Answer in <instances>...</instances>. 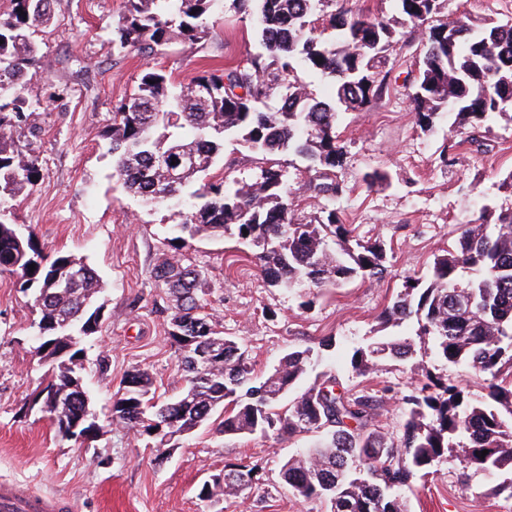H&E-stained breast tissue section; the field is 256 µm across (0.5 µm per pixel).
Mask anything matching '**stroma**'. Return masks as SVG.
I'll return each mask as SVG.
<instances>
[{
	"label": "stroma",
	"mask_w": 512,
	"mask_h": 512,
	"mask_svg": "<svg viewBox=\"0 0 512 512\" xmlns=\"http://www.w3.org/2000/svg\"><path fill=\"white\" fill-rule=\"evenodd\" d=\"M124 6V0H55L53 24L38 36L37 75L28 87L43 104L35 115L41 133L33 143L42 178L22 192L15 210L16 224L32 232L46 254L84 260L102 281L103 316L85 344L83 370L100 431L85 445L63 439L36 401L47 369L34 351L37 315L31 297L16 291L12 277L0 276V482L68 498L74 512H327L322 501L295 497L280 478L283 461L309 448L313 434L234 439L208 422L157 467L151 440L111 420L112 396L132 369L149 372L159 395L176 396L182 386L181 355L168 335L169 297L153 276L154 267L174 253L170 240L181 208H145L124 191L104 136L112 108L134 92L146 68L186 83L239 63L258 45L255 15L227 5L213 13L207 40H177L159 54L119 60L112 29ZM443 13L481 26L512 20V0H444ZM421 38V27L406 25L381 69L385 93L364 111L341 118L337 132L347 154L336 175L342 195L332 199L309 190L313 173L306 162L291 154L279 158L299 215L333 210L357 234L390 245L383 280H348L305 309L308 284L268 286L250 249L234 236L203 232L183 251L203 276L202 302L215 330L246 346L258 374L272 370L288 350L332 339L321 370L335 372L346 389L384 392L374 424L394 438L407 418L403 397L425 373L475 397L483 393L482 382L473 370L438 361L427 347L418 348L414 361H382L359 376L349 364L354 349L380 336L379 317L405 278L427 277L434 257L454 247L461 225L474 223L485 208L512 207V189L503 184L512 173V121L493 124L479 150L466 143V128L444 120L428 132L418 126L409 94ZM259 165V154L228 140L207 178L248 181ZM376 170L387 173V184L369 183ZM240 461L259 466L250 488L216 504L199 498L204 481ZM501 480V474L452 456L412 479L400 496L406 512H512V500L489 493Z\"/></svg>",
	"instance_id": "35a3bbf8"
}]
</instances>
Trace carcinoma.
Returning <instances> with one entry per match:
<instances>
[{"instance_id":"1","label":"carcinoma","mask_w":512,"mask_h":512,"mask_svg":"<svg viewBox=\"0 0 512 512\" xmlns=\"http://www.w3.org/2000/svg\"><path fill=\"white\" fill-rule=\"evenodd\" d=\"M0 12V274L31 294L40 318L36 353L57 365V380L40 397L58 433L62 420L89 411L83 379L84 343L96 332L102 306L100 279L70 255L49 256L14 220V201L41 175L32 140L41 128L31 116L40 100L28 97L30 71L40 51L34 34L53 18L54 0H7ZM220 0H126L112 30L118 52L151 55L171 40L191 43L209 34L208 18ZM330 0H232L239 12L257 10L260 49L244 62L177 83L147 68L137 91L118 101L105 131L112 142L113 168L123 187L146 205L189 197L175 225L178 248L201 231L236 236L252 250L265 282L288 288L299 280L321 291L360 277L388 273V248L340 223L336 211L309 219L295 216L285 170L265 163L249 182L224 180L202 190L187 189L206 173L224 141L233 139L264 154H293L315 172L309 188L331 197L342 193L336 168L346 151L336 134L339 115L362 110L386 89L376 68L399 42L398 28H424L419 73L411 101L417 124L434 127L446 116L470 127L466 142L481 148L497 118L512 112V22L471 27L464 19H441L443 0H394L396 17L321 14ZM335 39L321 37L327 29ZM327 80L333 93L319 97L312 82ZM279 95L280 107L269 100ZM183 163L172 170L161 160ZM248 234H243V231ZM35 265L30 270L29 265ZM155 279L171 297L168 335L182 353L180 393L155 398L148 372L127 373L124 391L112 400V423L155 441L157 465L170 441L152 433L164 423L185 435L219 409L218 432L231 437L282 438L315 433L307 454L281 465L282 481L304 499L317 498L328 512H405L397 491L419 473L428 474L456 451L465 465L509 477L490 489L512 499V207L487 210L460 228L455 248L435 257L429 277L406 278L381 324L407 325L432 343L435 357L488 376L487 398L470 396L439 376L403 396L409 405L402 436L374 428L381 398L352 393L331 371L303 389L315 364L312 348L288 351L267 376H253L243 345L214 329L199 292L201 272L177 257L155 267ZM219 342L221 358L207 370L195 366V350ZM415 353L406 335L384 336L353 351L350 366L363 375L380 360L408 361ZM488 454L481 455L482 451ZM257 466H224V494L236 495L237 476Z\"/></svg>"}]
</instances>
